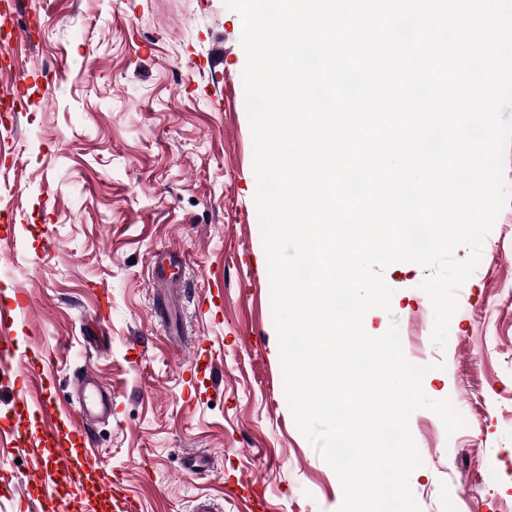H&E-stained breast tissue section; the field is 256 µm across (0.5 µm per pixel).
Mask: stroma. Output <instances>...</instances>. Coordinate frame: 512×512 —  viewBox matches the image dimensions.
Returning a JSON list of instances; mask_svg holds the SVG:
<instances>
[{
  "instance_id": "obj_1",
  "label": "stroma",
  "mask_w": 512,
  "mask_h": 512,
  "mask_svg": "<svg viewBox=\"0 0 512 512\" xmlns=\"http://www.w3.org/2000/svg\"><path fill=\"white\" fill-rule=\"evenodd\" d=\"M10 23L30 32L11 48L30 80L0 124V225L16 228L0 302L26 308L21 358L0 376V507L38 512L46 494L24 480L38 427L13 408L39 364L68 407L86 367L112 393V419L85 427L140 512H193L203 495L219 512H337L340 481L284 393L239 15L226 0H19ZM162 247L185 257L168 285L178 346L155 314ZM425 275L387 267L391 308L363 321L373 336L397 323L407 360L430 367L426 394L465 420L449 436L433 412L411 416V489L421 512H512V202L443 347ZM191 454L212 470L188 469Z\"/></svg>"
}]
</instances>
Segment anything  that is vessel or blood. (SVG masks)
<instances>
[{
  "label": "vessel or blood",
  "instance_id": "vessel-or-blood-1",
  "mask_svg": "<svg viewBox=\"0 0 512 512\" xmlns=\"http://www.w3.org/2000/svg\"><path fill=\"white\" fill-rule=\"evenodd\" d=\"M17 35L18 32L14 28L0 29V67L13 70L18 88L17 93L0 97V119L5 121L10 120L16 111L21 99L19 91L25 88L27 81L24 72L15 69L9 52L10 45ZM152 264L158 277L174 280L180 276V264L171 252L155 254ZM15 318L14 308L0 305V371L4 373L11 371L18 357V350L11 334ZM76 386L82 394L83 418H93L101 410L108 413L115 411L116 406L112 398L109 394L102 392L89 372L85 371L77 376ZM25 402L40 420L41 430L37 437V444L45 450L39 463L28 472V479L41 483L52 473L63 474L73 480L80 478L84 469L90 468L95 459V449L84 446L77 448L68 440L61 438L59 425L64 411L46 391L42 390L38 395L26 397Z\"/></svg>",
  "mask_w": 512,
  "mask_h": 512
}]
</instances>
